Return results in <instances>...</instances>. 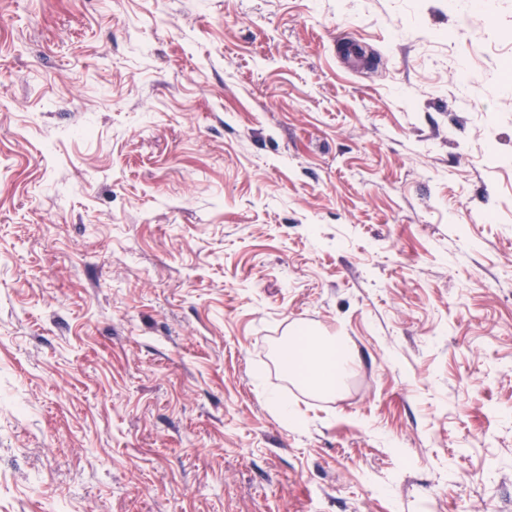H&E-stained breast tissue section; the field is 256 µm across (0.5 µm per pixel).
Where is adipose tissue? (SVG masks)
Returning a JSON list of instances; mask_svg holds the SVG:
<instances>
[{"mask_svg": "<svg viewBox=\"0 0 512 512\" xmlns=\"http://www.w3.org/2000/svg\"><path fill=\"white\" fill-rule=\"evenodd\" d=\"M280 360L300 383L316 391L335 392L352 367L353 355L347 337L296 332L289 336Z\"/></svg>", "mask_w": 512, "mask_h": 512, "instance_id": "ef3b65f1", "label": "adipose tissue"}]
</instances>
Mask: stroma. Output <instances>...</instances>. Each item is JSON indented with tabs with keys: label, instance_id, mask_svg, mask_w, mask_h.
Instances as JSON below:
<instances>
[{
	"label": "stroma",
	"instance_id": "35a3bbf8",
	"mask_svg": "<svg viewBox=\"0 0 512 512\" xmlns=\"http://www.w3.org/2000/svg\"><path fill=\"white\" fill-rule=\"evenodd\" d=\"M490 2L0 0V512H512ZM280 360L289 374L320 392H337L352 364L353 355L345 336H309L293 333L281 350Z\"/></svg>",
	"mask_w": 512,
	"mask_h": 512
}]
</instances>
